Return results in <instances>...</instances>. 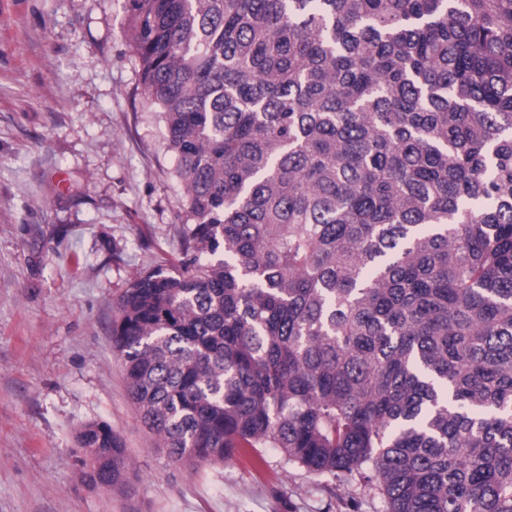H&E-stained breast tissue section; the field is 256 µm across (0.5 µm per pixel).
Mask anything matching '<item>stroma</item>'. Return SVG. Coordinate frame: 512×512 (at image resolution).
Segmentation results:
<instances>
[{
	"instance_id": "35a3bbf8",
	"label": "stroma",
	"mask_w": 512,
	"mask_h": 512,
	"mask_svg": "<svg viewBox=\"0 0 512 512\" xmlns=\"http://www.w3.org/2000/svg\"><path fill=\"white\" fill-rule=\"evenodd\" d=\"M128 0H0V512H385L276 448L186 469L155 451L112 352L132 279L180 250L183 186L124 30ZM123 440V495L83 479V423Z\"/></svg>"
}]
</instances>
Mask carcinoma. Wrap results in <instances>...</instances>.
<instances>
[{
  "instance_id": "cac0c4a2",
  "label": "carcinoma",
  "mask_w": 512,
  "mask_h": 512,
  "mask_svg": "<svg viewBox=\"0 0 512 512\" xmlns=\"http://www.w3.org/2000/svg\"><path fill=\"white\" fill-rule=\"evenodd\" d=\"M129 2L184 185L112 318L157 449L512 512V0ZM75 441L129 486L108 423Z\"/></svg>"
}]
</instances>
